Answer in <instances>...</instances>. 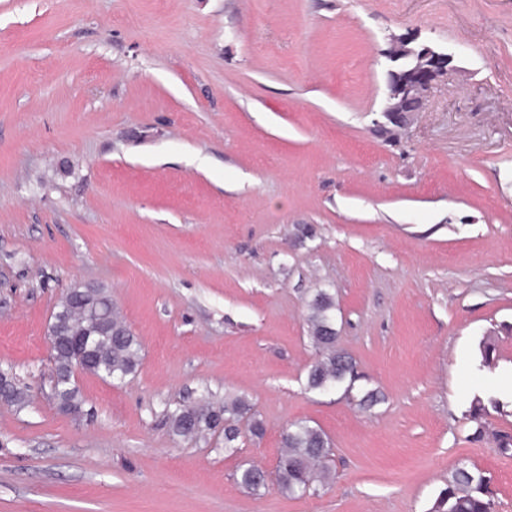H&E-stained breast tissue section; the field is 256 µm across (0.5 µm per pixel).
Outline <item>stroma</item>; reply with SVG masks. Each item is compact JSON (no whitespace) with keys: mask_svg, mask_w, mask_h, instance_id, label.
<instances>
[{"mask_svg":"<svg viewBox=\"0 0 512 512\" xmlns=\"http://www.w3.org/2000/svg\"><path fill=\"white\" fill-rule=\"evenodd\" d=\"M392 34L453 56L396 141ZM75 282L142 363L77 374L65 415L47 329ZM319 289L349 394L306 387ZM0 370L28 396L0 402V512H430L462 466L512 512V0H0ZM205 392L262 435L174 436ZM477 396L502 411L474 421ZM297 421L328 483L243 489ZM238 482L245 490L251 493H257L267 488L265 472L252 464L241 466Z\"/></svg>","mask_w":512,"mask_h":512,"instance_id":"obj_1","label":"stroma"}]
</instances>
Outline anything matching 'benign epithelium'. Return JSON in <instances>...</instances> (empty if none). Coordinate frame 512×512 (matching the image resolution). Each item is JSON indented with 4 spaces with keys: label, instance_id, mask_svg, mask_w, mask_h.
<instances>
[{
    "label": "benign epithelium",
    "instance_id": "1",
    "mask_svg": "<svg viewBox=\"0 0 512 512\" xmlns=\"http://www.w3.org/2000/svg\"><path fill=\"white\" fill-rule=\"evenodd\" d=\"M385 57L391 63L381 115L386 123L401 129L422 109L433 85L448 75L453 57L433 45L417 42L410 36H394Z\"/></svg>",
    "mask_w": 512,
    "mask_h": 512
}]
</instances>
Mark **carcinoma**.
<instances>
[{
  "label": "carcinoma",
  "mask_w": 512,
  "mask_h": 512,
  "mask_svg": "<svg viewBox=\"0 0 512 512\" xmlns=\"http://www.w3.org/2000/svg\"><path fill=\"white\" fill-rule=\"evenodd\" d=\"M307 308L309 339L317 353V359L307 371V387L315 391L343 386L345 391H352L354 362L338 347L333 296L320 289L309 300ZM53 318L58 322L59 335L89 338V361L85 364L87 373L121 383L137 372L141 365V344L118 315L112 296L104 286L71 284L62 294ZM54 364L55 399L80 410L81 400L74 383V353L62 339L54 349ZM0 379L11 382L10 389L0 393V401L25 406L27 394L13 375L1 371ZM249 412V403L241 397L222 404L201 398L176 407L169 413L168 420L172 433L177 437L193 440L222 431L224 447L234 448L240 437L236 421ZM282 444L283 451L277 464L281 490L300 495L317 493L326 476L316 471V467L332 455L329 436L305 422H296L283 436ZM238 482L251 493L267 488L265 472L252 464L241 466ZM485 486L486 478L481 472L460 468L448 481V487L439 494L432 512H491Z\"/></svg>",
  "instance_id": "obj_1"
}]
</instances>
